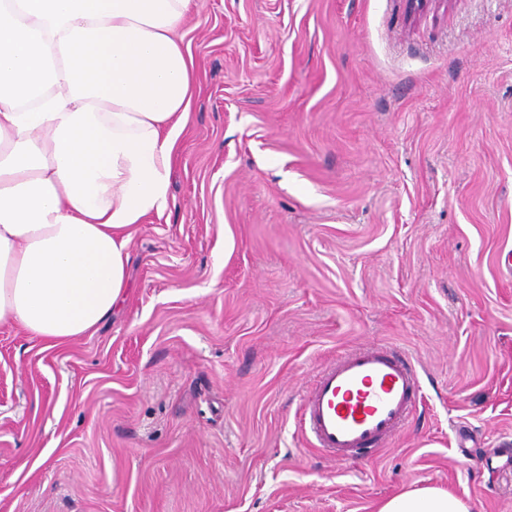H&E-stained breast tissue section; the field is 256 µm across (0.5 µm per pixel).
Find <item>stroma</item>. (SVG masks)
Here are the masks:
<instances>
[{
  "mask_svg": "<svg viewBox=\"0 0 512 512\" xmlns=\"http://www.w3.org/2000/svg\"><path fill=\"white\" fill-rule=\"evenodd\" d=\"M169 206L54 347L0 325V512H512V0H196ZM405 351L422 401L339 463L314 375ZM472 510L467 501L436 486L404 489L377 508V512H475Z\"/></svg>",
  "mask_w": 512,
  "mask_h": 512,
  "instance_id": "1",
  "label": "stroma"
}]
</instances>
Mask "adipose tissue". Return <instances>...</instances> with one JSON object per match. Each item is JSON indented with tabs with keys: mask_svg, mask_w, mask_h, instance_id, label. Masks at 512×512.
I'll return each mask as SVG.
<instances>
[{
	"mask_svg": "<svg viewBox=\"0 0 512 512\" xmlns=\"http://www.w3.org/2000/svg\"><path fill=\"white\" fill-rule=\"evenodd\" d=\"M194 0H0V324L56 346L124 297L129 247L162 215L196 70ZM436 486L377 512H472Z\"/></svg>",
	"mask_w": 512,
	"mask_h": 512,
	"instance_id": "obj_1",
	"label": "adipose tissue"
}]
</instances>
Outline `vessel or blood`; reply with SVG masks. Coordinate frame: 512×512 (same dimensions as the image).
Instances as JSON below:
<instances>
[{"label": "vessel or blood", "instance_id": "b4317fda", "mask_svg": "<svg viewBox=\"0 0 512 512\" xmlns=\"http://www.w3.org/2000/svg\"><path fill=\"white\" fill-rule=\"evenodd\" d=\"M418 392L408 356L384 345L366 347L321 369L303 397L298 424L311 448L346 462L394 440Z\"/></svg>", "mask_w": 512, "mask_h": 512}]
</instances>
